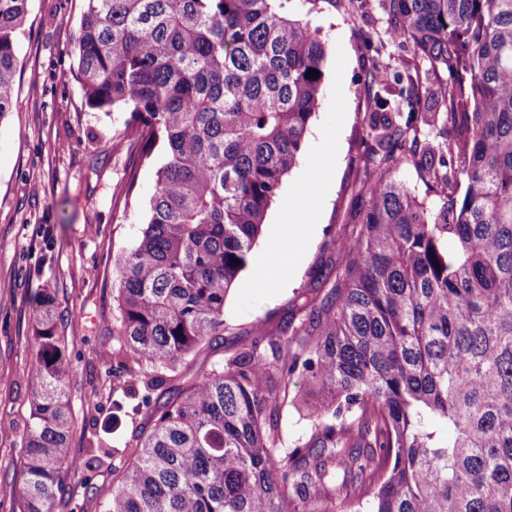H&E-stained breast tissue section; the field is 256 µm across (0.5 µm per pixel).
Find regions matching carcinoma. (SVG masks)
<instances>
[{
  "instance_id": "carcinoma-1",
  "label": "carcinoma",
  "mask_w": 512,
  "mask_h": 512,
  "mask_svg": "<svg viewBox=\"0 0 512 512\" xmlns=\"http://www.w3.org/2000/svg\"><path fill=\"white\" fill-rule=\"evenodd\" d=\"M28 2L0 0V119ZM86 2V106L129 113L139 159L165 154L141 235L116 259L115 360L137 402L112 408L146 421L122 449L99 437L69 454L73 366L45 292L10 512H77L74 478L116 456L99 512H512V0H385L391 39L454 75L442 97L459 135L417 151L438 100L400 92L404 116L376 70L359 224L329 292L168 391L163 373L224 335L318 109L325 44L293 0ZM405 165L434 207L397 178ZM287 407L310 423L293 448Z\"/></svg>"
}]
</instances>
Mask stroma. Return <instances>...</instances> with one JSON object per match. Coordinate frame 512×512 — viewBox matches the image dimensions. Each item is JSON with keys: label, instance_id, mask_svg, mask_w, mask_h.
I'll return each mask as SVG.
<instances>
[{"label": "stroma", "instance_id": "35a3bbf8", "mask_svg": "<svg viewBox=\"0 0 512 512\" xmlns=\"http://www.w3.org/2000/svg\"><path fill=\"white\" fill-rule=\"evenodd\" d=\"M382 4L319 0L313 8L292 0L291 13L319 28L327 47L322 95L302 158L284 177L250 262L226 300L224 338L187 359L184 380L207 373L217 359L249 343L256 329L273 332L298 320L303 302L324 296L320 273L337 261L338 243L356 223L354 183L365 167L374 46L382 44L395 73L406 72L414 58L410 45L387 42ZM85 10L86 0H29L16 49L17 105L0 119V418L11 423L0 430V502L6 504L16 500L23 483L15 450L30 415L28 345L44 289L57 293L74 365L70 453L80 454L113 424V444L124 447L144 423L140 417L113 419L103 379L112 366V321L118 314L114 263L141 233L165 156L158 150L137 162L126 113L85 105L74 76L75 36ZM323 141L335 147L329 183L310 170ZM132 171L137 185L131 190ZM316 199V224L286 282L255 285L256 270L269 262L267 246L288 219L286 202L301 208Z\"/></svg>", "mask_w": 512, "mask_h": 512}]
</instances>
